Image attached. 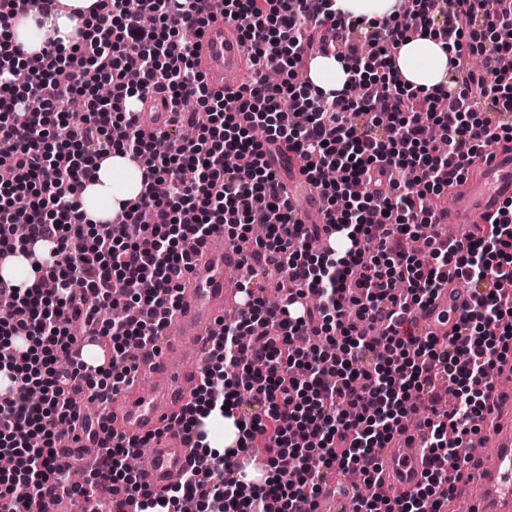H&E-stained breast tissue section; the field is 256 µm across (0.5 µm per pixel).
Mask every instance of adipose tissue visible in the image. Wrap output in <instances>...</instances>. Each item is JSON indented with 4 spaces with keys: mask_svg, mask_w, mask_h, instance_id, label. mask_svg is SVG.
<instances>
[{
    "mask_svg": "<svg viewBox=\"0 0 512 512\" xmlns=\"http://www.w3.org/2000/svg\"><path fill=\"white\" fill-rule=\"evenodd\" d=\"M97 0H65V11L49 16L45 30H38L33 16L15 23L10 35L13 42L23 44L28 53H36L45 40H52L64 49L80 42L84 23L78 13H89ZM453 47L442 46L439 40L423 35L402 44L396 70L402 83L419 91H431L448 86L449 59ZM142 191L141 171L130 156L112 153L104 160L95 182L80 198V208L89 220L100 222L119 211L122 203L139 199Z\"/></svg>",
    "mask_w": 512,
    "mask_h": 512,
    "instance_id": "ef3b65f1",
    "label": "adipose tissue"
}]
</instances>
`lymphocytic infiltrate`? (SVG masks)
I'll list each match as a JSON object with an SVG mask.
<instances>
[{
  "label": "lymphocytic infiltrate",
  "instance_id": "f902f5d3",
  "mask_svg": "<svg viewBox=\"0 0 512 512\" xmlns=\"http://www.w3.org/2000/svg\"><path fill=\"white\" fill-rule=\"evenodd\" d=\"M403 31L387 22L351 21L335 0H223L224 19L242 22L252 50L253 80L235 97L205 81L198 37L213 14L208 0H106L93 33L71 50L49 43L34 55L26 87L0 80V141L11 144L0 167V252L52 248L49 277L26 288L0 279V375L14 385L0 399V500L27 512L30 496L119 491L140 512H181L204 495L210 512H271L273 504L316 503L334 470L377 484L378 455L403 432L425 401L423 480L396 501L354 496L351 512H443L455 493L458 447L479 431L494 389L491 370L512 350V202L485 217L467 247L440 246L430 195L464 180L473 162L512 143V75L498 65L512 56V0H402ZM429 33L456 54L479 56L451 89L402 85L390 53L408 31ZM350 61L345 87L323 92L301 80L312 44ZM278 84L264 82L269 69ZM112 88V99H86L69 112L88 71ZM164 94L180 125L197 140L174 139L155 158V136L136 113L119 111L131 92ZM287 142L321 189L324 213L339 244L311 255L319 237L302 224L278 189L277 142ZM120 152L142 165L140 199L125 204L119 224H95L75 189L96 177L100 161ZM335 169V180L324 178ZM168 181L160 199L155 187ZM266 225L256 240L253 224ZM223 233L251 280L274 273L282 290L267 305L245 289L246 310L224 323L195 388L208 411L241 425L224 455L191 465L180 484L158 493L139 478L117 480L137 442L113 440L103 459L68 485L57 456L59 424L83 417L78 399L108 405L134 382L138 355L176 305L185 255L174 237L196 244ZM456 275L471 304L444 336L420 335L417 311ZM121 304L122 317L99 319ZM107 341L111 368H86L77 354L75 319ZM42 400L31 404L30 386Z\"/></svg>",
  "mask_w": 512,
  "mask_h": 512
}]
</instances>
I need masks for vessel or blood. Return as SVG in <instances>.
<instances>
[{
	"label": "vessel or blood",
	"mask_w": 512,
	"mask_h": 512,
	"mask_svg": "<svg viewBox=\"0 0 512 512\" xmlns=\"http://www.w3.org/2000/svg\"><path fill=\"white\" fill-rule=\"evenodd\" d=\"M200 42L199 68L211 87L224 88L226 75L247 72L249 45L236 23H209ZM171 117L162 97L150 95L140 107L139 124L151 133L169 128ZM289 176L288 186L297 198L295 215L303 223L309 212L321 210V193L309 183L301 164H293ZM508 198H512V150L500 148L476 164L474 175L457 191L452 205L435 210L433 221L463 227L472 236L476 222L496 213ZM188 267L177 308L154 337L146 360L151 390L143 394L131 387L112 402L114 433L127 438L149 437L152 460L142 472L141 481L156 490L178 483L196 458L189 439L172 428L171 422L199 377L211 336L221 330L225 307L239 294L235 283L241 264L233 248L217 249L208 244L199 247L190 256ZM469 303V291L458 279H451L424 313L427 332L445 334L450 321L457 319ZM497 417L494 409L486 414L496 453L478 464L469 458L460 464L461 472L471 478L474 512H512V420L501 423ZM100 443L97 436L84 438L60 449L59 454L66 459H87L99 453ZM380 459L384 487L404 493L417 486L425 470L420 453L405 447L400 436L382 449ZM354 490L349 478L331 476L322 486L318 512H349V495Z\"/></svg>",
	"instance_id": "obj_1"
}]
</instances>
